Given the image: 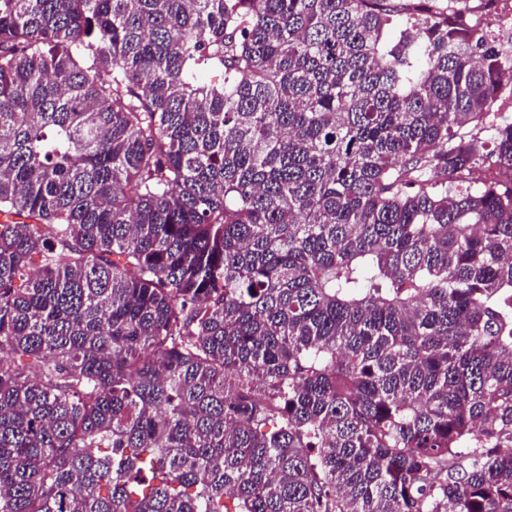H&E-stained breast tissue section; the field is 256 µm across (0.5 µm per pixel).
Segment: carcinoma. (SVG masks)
I'll use <instances>...</instances> for the list:
<instances>
[{
    "label": "carcinoma",
    "mask_w": 512,
    "mask_h": 512,
    "mask_svg": "<svg viewBox=\"0 0 512 512\" xmlns=\"http://www.w3.org/2000/svg\"><path fill=\"white\" fill-rule=\"evenodd\" d=\"M494 2L0 0V512H512Z\"/></svg>",
    "instance_id": "cac0c4a2"
}]
</instances>
